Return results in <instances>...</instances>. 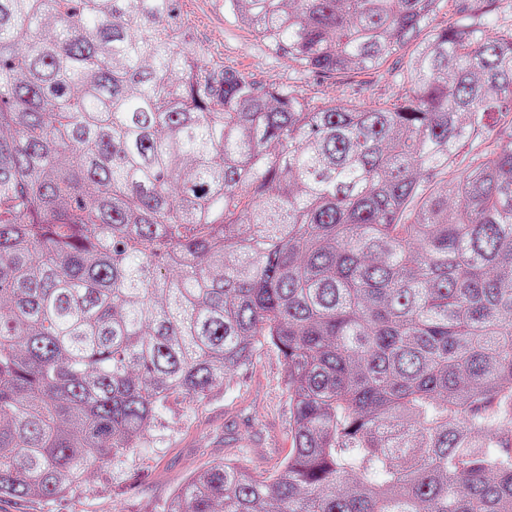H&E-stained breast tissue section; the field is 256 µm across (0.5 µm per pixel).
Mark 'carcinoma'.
<instances>
[{
	"mask_svg": "<svg viewBox=\"0 0 512 512\" xmlns=\"http://www.w3.org/2000/svg\"><path fill=\"white\" fill-rule=\"evenodd\" d=\"M448 0H224L306 74L211 61L178 0H0V498L54 502L265 345L291 448L164 512H512V24Z\"/></svg>",
	"mask_w": 512,
	"mask_h": 512,
	"instance_id": "cac0c4a2",
	"label": "carcinoma"
}]
</instances>
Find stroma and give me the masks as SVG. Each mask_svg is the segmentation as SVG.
<instances>
[{
    "label": "stroma",
    "instance_id": "35a3bbf8",
    "mask_svg": "<svg viewBox=\"0 0 512 512\" xmlns=\"http://www.w3.org/2000/svg\"><path fill=\"white\" fill-rule=\"evenodd\" d=\"M179 17L214 60L251 74L258 83L292 84L317 101L351 95L382 102L398 92L392 62L379 71L302 74L287 56L270 54L252 32L226 16L221 0H179ZM286 378L281 355L263 347L223 393L199 402L171 396L163 428L115 470L120 491H78L55 503L7 498L0 501V512H163L177 485L233 446L251 471L271 473L291 444Z\"/></svg>",
    "mask_w": 512,
    "mask_h": 512
}]
</instances>
